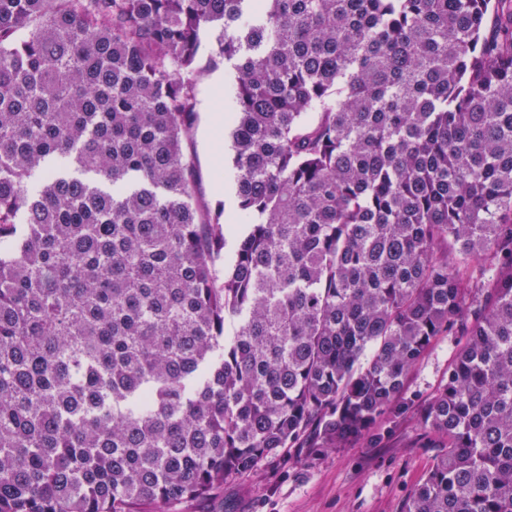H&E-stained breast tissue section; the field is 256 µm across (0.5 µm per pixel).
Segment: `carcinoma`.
<instances>
[{"instance_id": "obj_1", "label": "carcinoma", "mask_w": 512, "mask_h": 512, "mask_svg": "<svg viewBox=\"0 0 512 512\" xmlns=\"http://www.w3.org/2000/svg\"><path fill=\"white\" fill-rule=\"evenodd\" d=\"M441 336L406 512H512V0H0V512H169L344 448ZM232 70L224 62L207 69L196 81V105L191 139L184 145L191 159L197 203L203 212H223L222 223L226 224L227 245L221 249L219 264L224 269V258L229 256L243 226L240 224L235 206V189L232 166L229 158L224 129L232 106ZM213 112L218 121L212 129L209 115ZM223 112L224 116H221ZM223 189L215 190V186Z\"/></svg>"}]
</instances>
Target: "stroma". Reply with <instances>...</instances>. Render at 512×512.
<instances>
[{
  "label": "stroma",
  "instance_id": "1",
  "mask_svg": "<svg viewBox=\"0 0 512 512\" xmlns=\"http://www.w3.org/2000/svg\"><path fill=\"white\" fill-rule=\"evenodd\" d=\"M230 67L216 64L196 81L193 132L184 145L193 166L196 198L207 212H221L229 256L241 231L232 166L223 128L209 115L232 106ZM457 339L440 337L408 372L403 391L412 397L380 437L366 436L347 448H294L254 470L227 479L213 499L178 504L173 512H406L408 500L432 464L434 449L419 445L421 407L448 376Z\"/></svg>",
  "mask_w": 512,
  "mask_h": 512
}]
</instances>
